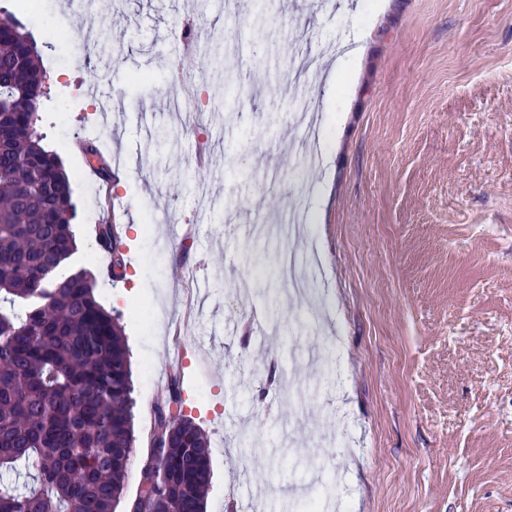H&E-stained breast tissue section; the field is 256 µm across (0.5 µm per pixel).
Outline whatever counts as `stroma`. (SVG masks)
<instances>
[{"mask_svg": "<svg viewBox=\"0 0 512 512\" xmlns=\"http://www.w3.org/2000/svg\"><path fill=\"white\" fill-rule=\"evenodd\" d=\"M54 2L57 48L26 23L42 130L72 176L88 167L78 133L98 127L121 183L75 187L62 268L95 275L131 354L136 448L116 512L178 357L184 411L211 442L207 512H305L313 496L333 512H512V0H112L104 16ZM213 29L220 73L198 68ZM181 82L201 113L169 111ZM313 139L310 169L294 145ZM284 204L306 226L293 239L273 220ZM110 219L116 282L96 240ZM287 243L318 275L301 296L278 277ZM268 361L304 408L270 403L253 374Z\"/></svg>", "mask_w": 512, "mask_h": 512, "instance_id": "35a3bbf8", "label": "stroma"}]
</instances>
